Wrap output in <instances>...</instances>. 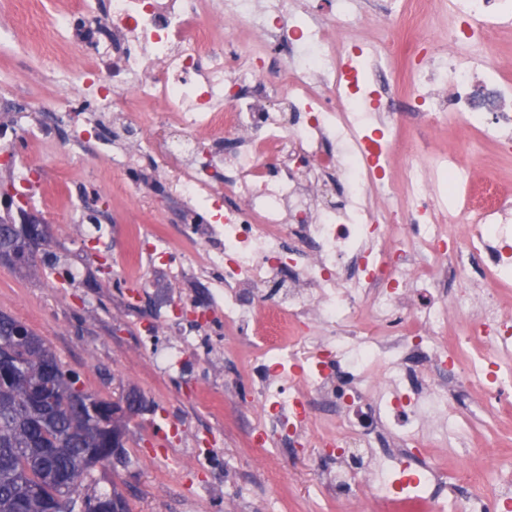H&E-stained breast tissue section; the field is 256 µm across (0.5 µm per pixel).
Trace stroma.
<instances>
[{"mask_svg":"<svg viewBox=\"0 0 512 512\" xmlns=\"http://www.w3.org/2000/svg\"><path fill=\"white\" fill-rule=\"evenodd\" d=\"M61 8L60 0H0V16L14 19L9 38L0 41V97L26 96L37 115L73 92L57 79L59 61L75 60L71 47L52 35ZM14 150L39 157L37 200L30 209L48 227L44 251L58 256L60 270L77 269L78 277L66 285L40 262L21 273L0 265V312L46 338L83 390L111 401L133 392L147 402L129 420L122 462L93 468V489H117L129 512H181L185 500L195 512H238L243 499L251 512H346L342 502L317 491L321 448H296L284 456L248 445L256 416L249 409L245 342H235L219 368L197 351L188 354V371L161 374L153 368L144 330L149 304L127 249L139 229L158 230L173 248L181 246V213L158 178L146 168L129 176L164 211L163 224L153 225L128 195L119 194L105 202L109 234L100 245L78 222L84 199L103 194L112 180L96 147L47 153L19 140ZM172 413L186 418L187 437L209 451L210 468L223 470V485L210 486L209 469L199 460L173 455L178 442L166 422Z\"/></svg>","mask_w":512,"mask_h":512,"instance_id":"obj_1","label":"stroma"}]
</instances>
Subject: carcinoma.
<instances>
[{"mask_svg":"<svg viewBox=\"0 0 512 512\" xmlns=\"http://www.w3.org/2000/svg\"><path fill=\"white\" fill-rule=\"evenodd\" d=\"M13 253L12 269L34 265L36 250L24 236V225L15 223L12 213L0 216V254ZM19 320L0 313V347L13 350L8 365L15 370L9 382L0 387V512H74V497L90 474L82 466L89 453L108 447L107 432H90L87 421L69 407L72 385L79 377L64 370L53 348L41 336L26 329L35 340L32 347L14 336ZM51 383L52 405L42 411L32 405L35 383ZM125 498L117 489L110 493L87 495L83 512H103L112 500Z\"/></svg>","mask_w":512,"mask_h":512,"instance_id":"obj_1","label":"carcinoma"}]
</instances>
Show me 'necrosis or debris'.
<instances>
[{"mask_svg":"<svg viewBox=\"0 0 512 512\" xmlns=\"http://www.w3.org/2000/svg\"><path fill=\"white\" fill-rule=\"evenodd\" d=\"M90 2L75 0L115 54L77 41L69 12L57 30L80 60L70 81L95 90L91 110L71 99L36 125L20 106L0 120L17 199L39 167L15 138L56 149L64 126L78 143L111 122L136 128L100 151L116 177L155 166L186 231L180 252L148 232L134 254L164 262L171 283L207 280L201 308L234 335L264 325L248 359L251 445L328 449L321 480L358 512L403 493L425 512H512L511 465L491 497L481 474L412 464L452 437L461 456L489 452L454 409L460 391L477 414L512 401V200L492 169L475 176L436 147L461 130L512 150V75L484 53L512 27V0H453L436 36L438 0H383L412 31L399 41L364 36L355 0H109L102 15ZM400 59L414 86L398 107ZM331 178L347 188L324 205ZM184 312H155L169 334L161 371L186 370L202 344Z\"/></svg>","mask_w":512,"mask_h":512,"instance_id":"4bbe7bcc","label":"necrosis or debris"}]
</instances>
